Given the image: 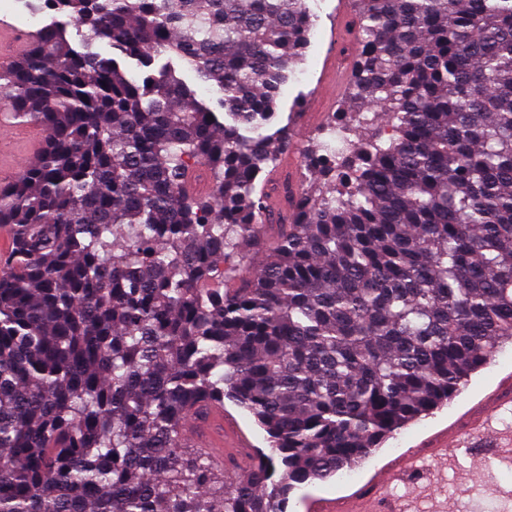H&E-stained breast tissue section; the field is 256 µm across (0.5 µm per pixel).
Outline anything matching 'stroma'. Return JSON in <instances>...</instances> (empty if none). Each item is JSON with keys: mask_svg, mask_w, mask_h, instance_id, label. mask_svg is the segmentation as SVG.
Returning a JSON list of instances; mask_svg holds the SVG:
<instances>
[{"mask_svg": "<svg viewBox=\"0 0 512 512\" xmlns=\"http://www.w3.org/2000/svg\"><path fill=\"white\" fill-rule=\"evenodd\" d=\"M314 16L311 42L296 73L278 99L277 125L287 120L304 126L295 134L280 170L296 173L304 167V154L316 129L336 111L348 87L340 85L333 99L318 97L317 88L327 68L349 76L352 61L347 50L356 43L349 23L352 0H306ZM495 414L497 426L512 431V345H506L486 368L471 375L461 391L433 414L401 429L369 458L351 471L295 490L286 512H303L301 503L311 496L335 497L362 487L389 463L426 452L443 429L466 428L474 420ZM388 496L401 512H512V447L493 457L482 449L467 448L447 461L420 464L404 480L392 482Z\"/></svg>", "mask_w": 512, "mask_h": 512, "instance_id": "1", "label": "stroma"}]
</instances>
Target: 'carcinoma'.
Masks as SVG:
<instances>
[{"instance_id": "1", "label": "carcinoma", "mask_w": 512, "mask_h": 512, "mask_svg": "<svg viewBox=\"0 0 512 512\" xmlns=\"http://www.w3.org/2000/svg\"><path fill=\"white\" fill-rule=\"evenodd\" d=\"M356 4L317 176L264 213L305 0L29 3L80 40L46 25L0 67L46 131L0 185V512H284L512 344V0ZM166 54L228 121L171 64L119 61ZM245 247L270 258L245 273ZM226 399L270 443L234 477L183 437ZM172 64L177 70V76L196 91L197 99L210 106V108L218 115L219 120L224 122V109L219 104V99L222 95L218 89L210 85L201 84L193 71L183 65H180L175 59L172 60Z\"/></svg>"}]
</instances>
